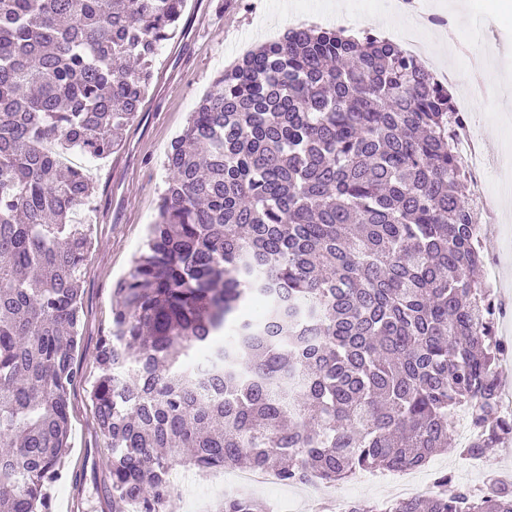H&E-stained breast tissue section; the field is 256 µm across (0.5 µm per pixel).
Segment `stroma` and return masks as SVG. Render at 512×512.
<instances>
[{"label":"stroma","instance_id":"35a3bbf8","mask_svg":"<svg viewBox=\"0 0 512 512\" xmlns=\"http://www.w3.org/2000/svg\"><path fill=\"white\" fill-rule=\"evenodd\" d=\"M296 0H186L174 35L163 41L154 57L153 78L136 119L120 146L103 160L74 156L94 187L90 211L83 223L93 227V246L81 282L82 312L75 365L79 380L70 388V452L61 477L51 491V512H111L103 489L111 454L100 433L89 391L98 375L95 354L103 336L112 329V291L143 247L148 224L157 215V200L165 184L166 156L174 138L187 124L216 75L248 50L282 35L291 23ZM304 21L331 27L374 31L369 16L392 14L385 0H343L330 10L329 0H303ZM454 47L433 46L427 60L442 69H457L450 84L453 97H465L472 124L479 130L481 147L490 166L487 179L494 187L512 185V122L501 114L512 109V0H466ZM491 42L501 57L488 69L486 82L494 90L493 108L466 97L472 84L470 60L475 46ZM499 232L485 233V255L498 260L504 277L503 297L512 299V214ZM502 465L499 454L484 460L479 471L460 465L453 453L434 455L419 472L428 483L451 470L456 485H476L485 473Z\"/></svg>","mask_w":512,"mask_h":512}]
</instances>
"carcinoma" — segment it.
<instances>
[{
  "label": "carcinoma",
  "mask_w": 512,
  "mask_h": 512,
  "mask_svg": "<svg viewBox=\"0 0 512 512\" xmlns=\"http://www.w3.org/2000/svg\"><path fill=\"white\" fill-rule=\"evenodd\" d=\"M184 2L0 0V512H50L69 451L92 184L59 158L112 155ZM454 130L448 86L370 32L297 27L214 79L96 353L112 512H166L181 467L334 486L512 437ZM486 483L345 512H512Z\"/></svg>",
  "instance_id": "carcinoma-1"
}]
</instances>
